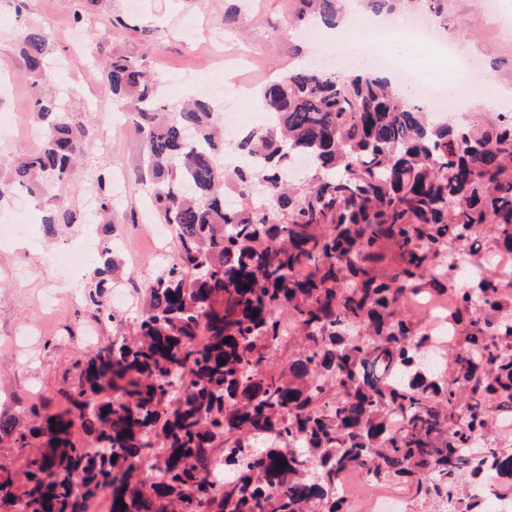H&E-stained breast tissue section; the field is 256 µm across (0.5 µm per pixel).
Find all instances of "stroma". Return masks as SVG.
<instances>
[{
    "label": "stroma",
    "instance_id": "35a3bbf8",
    "mask_svg": "<svg viewBox=\"0 0 512 512\" xmlns=\"http://www.w3.org/2000/svg\"><path fill=\"white\" fill-rule=\"evenodd\" d=\"M232 5L238 20L228 25L224 14ZM301 8L300 0H0V66L14 83L12 96L0 98V111L11 112L15 124L14 136L0 138V154L33 148L24 136L36 123L18 39L24 25L54 27L50 53L59 70L48 92L71 117L92 127L90 146L68 187L80 222L56 236H41L35 245L25 239L0 243V416L24 418L28 406L41 401L63 406L72 363L89 350L81 342L85 329L95 327L102 343L130 336L139 315L136 297L161 266L151 253L154 226L144 206L146 140L132 120L108 119L86 107L87 100L112 97L103 60L112 55L143 60L172 106L210 93L232 73L234 82L252 93L229 95L220 107L240 112L252 126L259 122L256 89L266 77L287 73L292 60L309 56L313 47L296 23ZM498 21L512 25V0H440L436 18L444 35L462 54L479 60L512 103V41L498 40ZM102 171L125 179L121 200L112 204L108 233L122 243L127 276L122 286L132 298L116 309L114 319L100 322L84 299L60 287L59 272L45 255L83 230L82 219L96 204L92 182ZM32 323L50 330L35 346L19 350L11 336Z\"/></svg>",
    "mask_w": 512,
    "mask_h": 512
}]
</instances>
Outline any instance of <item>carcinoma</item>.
<instances>
[{"mask_svg":"<svg viewBox=\"0 0 512 512\" xmlns=\"http://www.w3.org/2000/svg\"><path fill=\"white\" fill-rule=\"evenodd\" d=\"M308 2L335 24V0ZM19 40L43 147L0 158V200L46 198L53 234L77 222L65 189L91 128L43 92L51 34ZM104 73L147 139L149 210L175 258L145 286L136 337L74 361L66 407L0 417L24 455L0 472V512L98 498L108 512H343L335 486L354 468L439 509L484 472L512 480V449L489 437L512 420V118L439 121L374 73L300 64L260 88L274 122L235 142L253 158L239 166L209 99L162 105L127 56ZM298 156L311 165L297 186ZM95 194L105 223L108 174ZM481 240L489 255L465 251ZM118 271L104 250L86 293L99 318L115 319ZM450 292L444 335L402 314L411 294ZM297 336L287 369L269 368ZM76 420L95 452L71 439Z\"/></svg>","mask_w":512,"mask_h":512,"instance_id":"carcinoma-1","label":"carcinoma"}]
</instances>
